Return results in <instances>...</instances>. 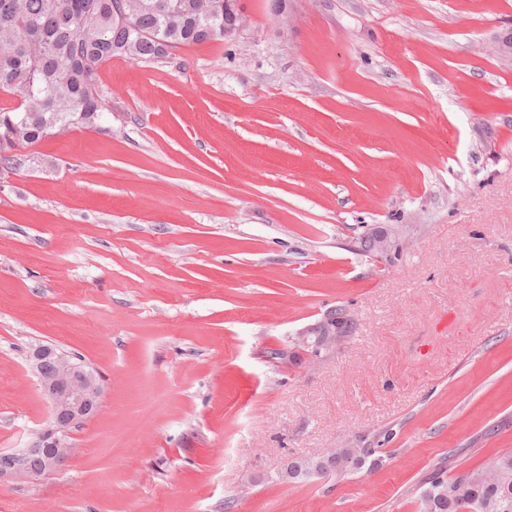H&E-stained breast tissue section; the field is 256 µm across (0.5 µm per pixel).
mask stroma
<instances>
[{"label":"stroma","instance_id":"stroma-1","mask_svg":"<svg viewBox=\"0 0 512 512\" xmlns=\"http://www.w3.org/2000/svg\"><path fill=\"white\" fill-rule=\"evenodd\" d=\"M286 2L105 64L99 128L0 184V451L47 419L31 345L102 384L0 512H417L430 475L512 450V0ZM348 447L387 459L277 478ZM327 330L335 331L336 335L339 337V341H341L344 337L350 333L352 329V325L350 319L346 317L344 310L341 307H336V309L330 310L325 315L324 320L319 323L313 331L316 334L322 336V332ZM336 335L332 333H327V336H323L322 344L324 346L333 345L336 343ZM378 448H336L334 454L324 457H290L278 478L282 482L303 483L317 478L345 477L365 463Z\"/></svg>","mask_w":512,"mask_h":512}]
</instances>
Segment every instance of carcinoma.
<instances>
[{"mask_svg":"<svg viewBox=\"0 0 512 512\" xmlns=\"http://www.w3.org/2000/svg\"><path fill=\"white\" fill-rule=\"evenodd\" d=\"M240 0H0V168L19 170L31 146L62 126L98 127L112 111L99 69L115 58L152 63L174 51L235 37ZM339 338L352 325L340 307L313 331ZM376 448H338L324 457H290L279 480L303 483L345 477ZM419 512H512V451L452 479L436 473L418 496Z\"/></svg>","mask_w":512,"mask_h":512,"instance_id":"1","label":"carcinoma"}]
</instances>
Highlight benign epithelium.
Wrapping results in <instances>:
<instances>
[{"label":"benign epithelium","mask_w":512,"mask_h":512,"mask_svg":"<svg viewBox=\"0 0 512 512\" xmlns=\"http://www.w3.org/2000/svg\"><path fill=\"white\" fill-rule=\"evenodd\" d=\"M27 363L50 403L49 423L27 447L0 452V480L27 481L59 471L74 451L71 431L100 408V382L89 366L40 343L29 348Z\"/></svg>","instance_id":"7a95c632"}]
</instances>
